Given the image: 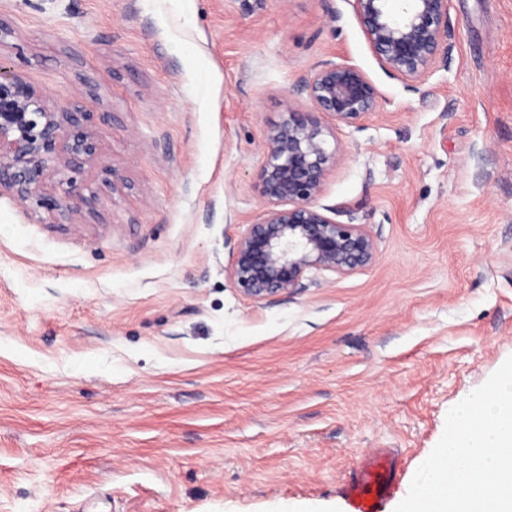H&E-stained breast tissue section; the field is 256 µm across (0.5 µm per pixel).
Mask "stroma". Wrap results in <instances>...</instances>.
I'll return each instance as SVG.
<instances>
[{
	"label": "stroma",
	"instance_id": "stroma-1",
	"mask_svg": "<svg viewBox=\"0 0 512 512\" xmlns=\"http://www.w3.org/2000/svg\"><path fill=\"white\" fill-rule=\"evenodd\" d=\"M448 19L450 66L410 92L349 0H0V62L100 138L46 186L74 181L75 221L0 196V512H348L395 448L394 512L512 356V0ZM325 62L380 93L332 127L320 198L378 256L256 303L227 269L265 132Z\"/></svg>",
	"mask_w": 512,
	"mask_h": 512
}]
</instances>
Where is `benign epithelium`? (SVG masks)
Listing matches in <instances>:
<instances>
[{"instance_id": "obj_1", "label": "benign epithelium", "mask_w": 512, "mask_h": 512, "mask_svg": "<svg viewBox=\"0 0 512 512\" xmlns=\"http://www.w3.org/2000/svg\"><path fill=\"white\" fill-rule=\"evenodd\" d=\"M365 40L382 69L417 92L452 56L448 0H349ZM314 112L290 103L282 120L268 127L256 187L265 202L256 220L233 247L228 275L248 299L261 303L289 297L312 269L349 275L374 263L377 242L365 224L342 222L341 203H319L329 173L340 157L317 118L354 125L376 113L379 91L352 65L323 63L300 86ZM73 114L0 64V194L34 199L52 214L70 217L86 200L70 185L56 197L43 195L58 166L92 160L97 133H73Z\"/></svg>"}]
</instances>
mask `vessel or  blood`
<instances>
[{
    "mask_svg": "<svg viewBox=\"0 0 512 512\" xmlns=\"http://www.w3.org/2000/svg\"><path fill=\"white\" fill-rule=\"evenodd\" d=\"M398 472L396 458L379 452L368 454L358 473L341 487L349 512H379L382 501L393 492Z\"/></svg>",
    "mask_w": 512,
    "mask_h": 512,
    "instance_id": "1",
    "label": "vessel or blood"
}]
</instances>
